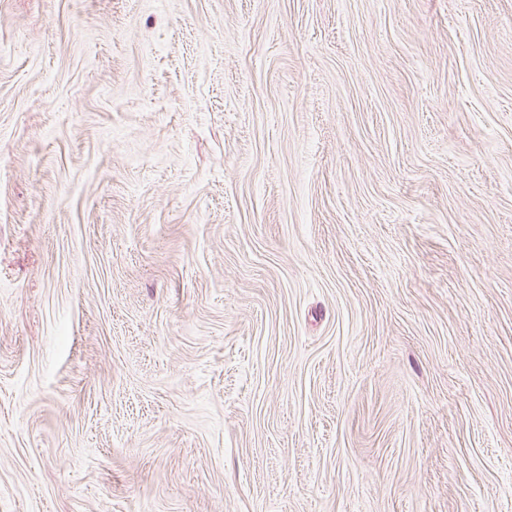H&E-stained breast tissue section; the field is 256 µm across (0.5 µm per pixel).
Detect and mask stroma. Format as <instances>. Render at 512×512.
<instances>
[{
  "mask_svg": "<svg viewBox=\"0 0 512 512\" xmlns=\"http://www.w3.org/2000/svg\"><path fill=\"white\" fill-rule=\"evenodd\" d=\"M0 512H512V0H0Z\"/></svg>",
  "mask_w": 512,
  "mask_h": 512,
  "instance_id": "1",
  "label": "stroma"
}]
</instances>
